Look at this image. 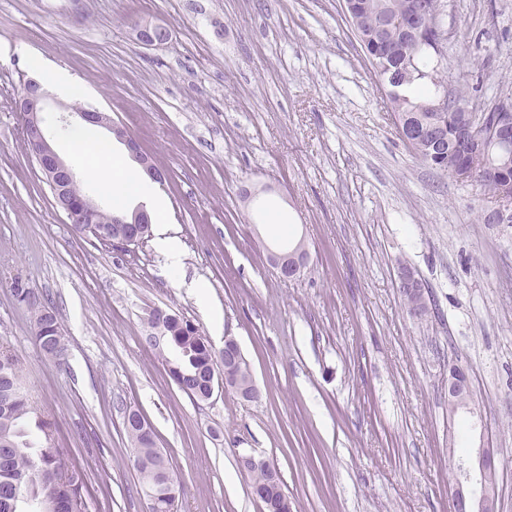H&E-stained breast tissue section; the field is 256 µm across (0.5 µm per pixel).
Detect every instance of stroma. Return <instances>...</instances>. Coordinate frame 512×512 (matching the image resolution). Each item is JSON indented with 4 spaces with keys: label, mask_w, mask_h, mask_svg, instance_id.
I'll return each instance as SVG.
<instances>
[{
    "label": "stroma",
    "mask_w": 512,
    "mask_h": 512,
    "mask_svg": "<svg viewBox=\"0 0 512 512\" xmlns=\"http://www.w3.org/2000/svg\"><path fill=\"white\" fill-rule=\"evenodd\" d=\"M441 5L449 88L471 87L477 111L512 98V0ZM145 22L170 41L142 43ZM36 57L166 170L152 222L180 270L155 238L127 252L74 233L14 110ZM58 113L54 147L93 187ZM492 206L401 140L342 0H0V349L88 471V512H147L129 409L171 462L175 512H261L249 452L274 461L292 512H452V467L484 445L500 451L495 512H512V227L487 222ZM301 239L309 265L283 279L267 252ZM401 263L428 316L405 308ZM19 284L57 313L64 363L36 346ZM156 307L215 351L234 338L258 399L180 391L144 341ZM453 363L481 414L452 430Z\"/></svg>",
    "instance_id": "obj_1"
}]
</instances>
